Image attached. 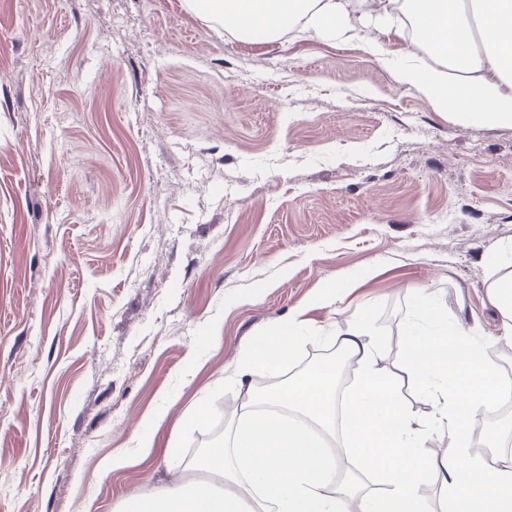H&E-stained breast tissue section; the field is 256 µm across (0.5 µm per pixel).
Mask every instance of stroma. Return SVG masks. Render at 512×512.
<instances>
[{
  "instance_id": "35a3bbf8",
  "label": "stroma",
  "mask_w": 512,
  "mask_h": 512,
  "mask_svg": "<svg viewBox=\"0 0 512 512\" xmlns=\"http://www.w3.org/2000/svg\"><path fill=\"white\" fill-rule=\"evenodd\" d=\"M391 23L268 42L185 0H0V512L181 481L167 449L237 419L241 348L299 311L291 375L363 311L398 368L416 289L512 367V126L401 82L445 64ZM328 282L351 291L313 305ZM491 302L499 309L503 317L504 336L512 335V270L508 268L497 278L490 292Z\"/></svg>"
}]
</instances>
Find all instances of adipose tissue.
Wrapping results in <instances>:
<instances>
[{
  "mask_svg": "<svg viewBox=\"0 0 512 512\" xmlns=\"http://www.w3.org/2000/svg\"><path fill=\"white\" fill-rule=\"evenodd\" d=\"M401 1L450 67L443 73L409 66L402 82L464 123L512 125V0H187L225 28L268 36L299 24L336 31L353 7H373L383 23ZM419 313L424 321L406 329L396 373L380 364L368 314L337 328L340 354L358 366L357 380L341 394L328 361L257 391L251 376H278L299 322L257 334L238 361L240 416L223 443L205 450L190 478L132 495L121 512H434L421 495L434 478L446 492L447 512H512V463L490 472L469 452L480 413L498 395L486 347L462 324L442 321L432 303L420 301ZM402 378L429 417L413 412L398 387ZM340 430L385 493L338 478L328 439ZM444 433L448 450L424 453V444Z\"/></svg>",
  "mask_w": 512,
  "mask_h": 512,
  "instance_id": "adipose-tissue-1",
  "label": "adipose tissue"
}]
</instances>
